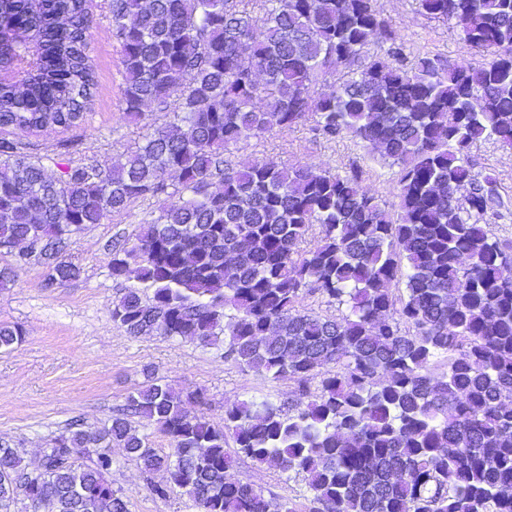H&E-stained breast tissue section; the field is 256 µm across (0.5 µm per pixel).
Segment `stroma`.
<instances>
[{
  "mask_svg": "<svg viewBox=\"0 0 512 512\" xmlns=\"http://www.w3.org/2000/svg\"><path fill=\"white\" fill-rule=\"evenodd\" d=\"M378 5L408 60L428 52L452 62L483 63L451 24L421 14L416 0H378ZM91 13L88 39L97 78L91 109L80 126L33 135L29 141L33 152L58 163L84 160L105 169L130 155L147 128L130 122L120 109L121 52L109 31L105 0H93ZM262 158L342 175L357 170L361 188L379 203L388 206L395 200L396 168L379 162L351 137L324 138L310 121L250 138L224 154L234 166ZM468 162L473 172L496 178L502 205L491 224L501 239L512 241V149L481 140L471 147ZM171 201L167 193L140 199L105 223L89 226L66 252L80 269L76 279L47 286L43 266L34 261L17 270L10 288L0 290V323L19 325L25 332L20 344L0 351V438L25 448L29 463H37L50 439L71 421L96 428L125 413L129 395L154 378L177 390L203 392L205 400L194 411L219 425L225 407L238 401L264 398L279 404L295 398L294 380H275L226 361L223 346L131 337L113 324V302L139 282L133 275L113 279L112 244L134 241L140 225L158 217ZM112 458V486L123 494L129 512H197L180 491L163 499L153 495L146 476L123 449H113ZM228 475L261 487L272 501L305 503L301 477L249 458H238Z\"/></svg>",
  "mask_w": 512,
  "mask_h": 512,
  "instance_id": "obj_1",
  "label": "stroma"
}]
</instances>
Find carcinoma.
I'll return each instance as SVG.
<instances>
[{"label":"carcinoma","instance_id":"carcinoma-1","mask_svg":"<svg viewBox=\"0 0 512 512\" xmlns=\"http://www.w3.org/2000/svg\"><path fill=\"white\" fill-rule=\"evenodd\" d=\"M106 2L122 110L138 121L153 104L172 119L121 164L48 175L22 136L84 121L90 0H0V65L36 53L27 84L0 81V246L63 285L79 273L69 245L166 192L173 173L175 200L112 245V277L134 271L152 291L128 290L112 322L134 337L221 341L224 360L294 379L299 394L234 403L219 427L189 410L201 392L153 379L128 407L170 439L166 456L124 417L71 427L34 469L1 438L0 512L22 500L128 512L113 447L161 476L152 493L179 489L198 512H297L228 478L237 456L303 477L308 512H512V244L489 224L496 178L468 165L479 140L512 148V0H417L489 56L478 67L430 54L404 64L377 0H255L256 15L243 0ZM382 37L388 49L369 54ZM338 64L352 69L314 94ZM310 118L399 168L392 209L356 173L224 163L239 143ZM315 225L316 245L300 248ZM305 294L344 311H302ZM22 336L0 323V350Z\"/></svg>","mask_w":512,"mask_h":512}]
</instances>
